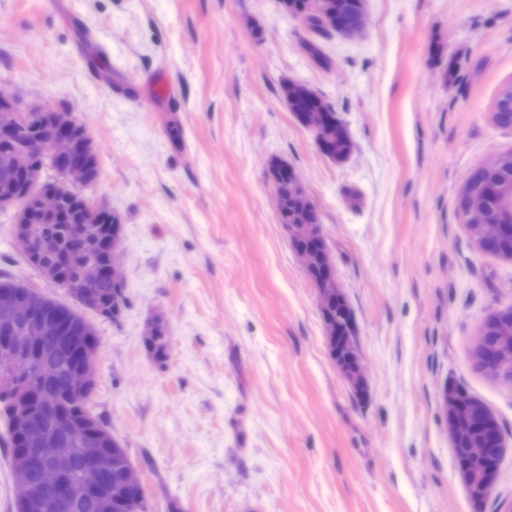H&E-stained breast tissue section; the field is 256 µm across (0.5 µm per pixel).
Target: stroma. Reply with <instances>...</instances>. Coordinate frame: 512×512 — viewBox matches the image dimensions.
Listing matches in <instances>:
<instances>
[{
  "instance_id": "1",
  "label": "stroma",
  "mask_w": 512,
  "mask_h": 512,
  "mask_svg": "<svg viewBox=\"0 0 512 512\" xmlns=\"http://www.w3.org/2000/svg\"><path fill=\"white\" fill-rule=\"evenodd\" d=\"M362 34L320 37L277 0H0V88L84 125L85 194L122 224L128 306L84 310L94 414L145 483L149 512H495L466 493L440 393L498 419L512 500V381L476 366L512 308V259L479 250L463 183L512 149L492 120L512 83V0H366ZM167 69L170 102L118 88ZM320 93L349 154H322L280 94ZM285 161L321 217L365 383L338 371L318 294L265 177ZM69 303L27 265L0 212V274ZM166 330L168 356L144 340Z\"/></svg>"
}]
</instances>
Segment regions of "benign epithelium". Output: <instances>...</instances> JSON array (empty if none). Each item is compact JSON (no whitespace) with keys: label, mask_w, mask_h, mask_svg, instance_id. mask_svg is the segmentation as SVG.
<instances>
[{"label":"benign epithelium","mask_w":512,"mask_h":512,"mask_svg":"<svg viewBox=\"0 0 512 512\" xmlns=\"http://www.w3.org/2000/svg\"><path fill=\"white\" fill-rule=\"evenodd\" d=\"M318 18L322 27L343 36H352L361 31L364 18L350 26L343 23L339 14L330 9L327 0H300L292 18L300 24ZM45 117L51 136L42 146L48 162L55 165V187L34 196H20L16 192L17 179L31 168L40 176L41 165L33 163L35 152L31 144L21 138V129L31 124L33 113ZM0 141L11 146V157L0 166V210H13L14 240L22 251L35 249L45 257H52L58 250V241L52 237L36 236L35 228L29 226L32 212L48 219L62 217L64 198L80 192L91 177V156L94 147L91 140H81L75 118L70 112H59L47 105L22 108L6 89L0 90ZM292 197L297 209L304 213L315 210L297 179H292ZM462 214L466 227L473 234L480 249L499 244L504 233L500 224L487 222L484 211L467 202L462 203ZM112 240L84 232L78 245L71 251L69 263L76 275L63 283V288L84 306L96 309L97 297L92 291L91 281L102 277L119 287L123 284L120 271L110 260L97 268L89 265L91 257L102 251L113 255L120 247L119 220H114ZM305 269L322 268L324 275L315 283L322 308L334 304L345 305L347 301L336 281L334 263L330 254L297 250ZM48 301L39 290L25 286L0 288V385L9 389L4 405V415L20 447L11 455V468L15 483L28 489V493L17 502V512H40L44 495L52 497L60 512H70L74 500L89 498L99 512H112V493L108 486L89 481L72 486L67 479L72 454L81 449L85 453L89 470L95 477L119 474L124 485L143 488L131 460L126 455L113 453L107 444L112 442L111 433L90 429L84 420H71L66 428L57 433L53 430L33 431L30 420L33 409L53 417L60 411L61 398L54 387L52 357L48 353L35 361L33 356L41 341L47 336L62 339L70 348L75 366L69 378V396L77 400L97 385L95 356L88 353V337L80 328H69L62 318H36L35 309ZM326 336L340 341L336 354L345 357L349 367L340 369L342 375L354 386L362 379L360 360L354 331L343 332L341 323H325ZM443 411L451 440L468 436L472 432L479 439L470 441L464 449L465 455L480 470L476 473L463 467L458 469L466 489H471L475 479H481V488L493 492L499 459L507 447L496 417L484 407L463 399L443 388L441 391ZM37 470L40 484L31 488L27 483L28 473Z\"/></svg>","instance_id":"1"}]
</instances>
